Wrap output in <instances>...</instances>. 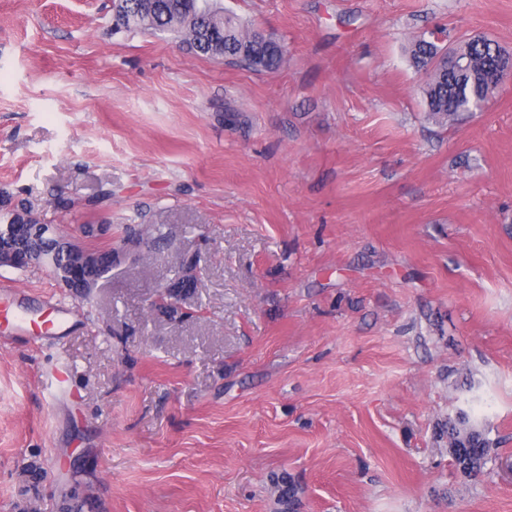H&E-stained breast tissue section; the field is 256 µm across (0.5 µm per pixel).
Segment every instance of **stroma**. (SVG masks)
Masks as SVG:
<instances>
[{
	"label": "stroma",
	"mask_w": 512,
	"mask_h": 512,
	"mask_svg": "<svg viewBox=\"0 0 512 512\" xmlns=\"http://www.w3.org/2000/svg\"><path fill=\"white\" fill-rule=\"evenodd\" d=\"M220 5L278 70L114 32L112 0H0V222L162 232L85 298L0 269L58 322L0 324V512H512V83L442 127L409 59L512 51V0ZM468 407L475 484L437 435Z\"/></svg>",
	"instance_id": "1"
}]
</instances>
